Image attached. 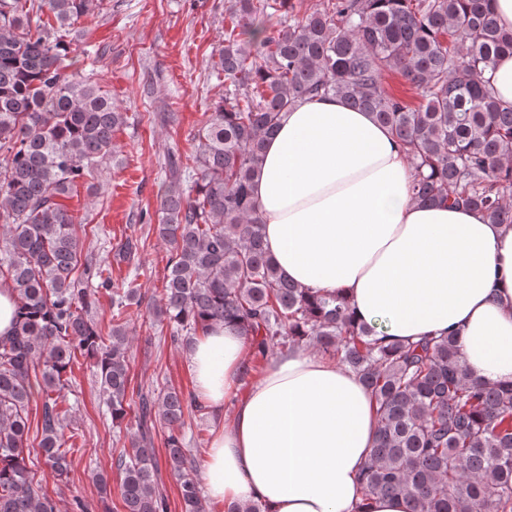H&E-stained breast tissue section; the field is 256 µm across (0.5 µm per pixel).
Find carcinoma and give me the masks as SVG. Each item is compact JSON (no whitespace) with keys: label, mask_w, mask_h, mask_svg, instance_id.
<instances>
[{"label":"carcinoma","mask_w":512,"mask_h":512,"mask_svg":"<svg viewBox=\"0 0 512 512\" xmlns=\"http://www.w3.org/2000/svg\"><path fill=\"white\" fill-rule=\"evenodd\" d=\"M493 2L317 0L299 17L291 0H278L288 18L274 25L269 0H230L215 62L224 98L201 115L193 165L168 158L153 230L169 257L162 293L146 302L135 281L117 285L81 261L83 242L62 203L79 182L94 188L126 123L94 73L80 69L77 24L89 0H0V278L16 293L14 329L0 337V512H58L31 465L69 472L59 392L79 355L95 361L112 427L136 425L113 461L124 512H168L153 445L159 426L168 429L166 464L182 512H204L182 428L207 406L174 387L131 390L133 332L122 316L142 302L181 346L214 324L236 325L249 346L245 384L275 350L300 345L357 373L378 422L367 493L405 494L413 512H512V382L473 380L452 333L385 342L353 322L339 295L282 277L251 193L282 113L304 97H339L391 130L417 170L415 202L464 205L512 226V104L482 79L512 53ZM389 72L423 103L390 93ZM143 248L129 236L113 262L136 269ZM102 290L112 306L108 339L91 317ZM35 393L43 399L36 429Z\"/></svg>","instance_id":"1"}]
</instances>
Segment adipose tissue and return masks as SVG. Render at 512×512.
Listing matches in <instances>:
<instances>
[{
	"label": "adipose tissue",
	"mask_w": 512,
	"mask_h": 512,
	"mask_svg": "<svg viewBox=\"0 0 512 512\" xmlns=\"http://www.w3.org/2000/svg\"><path fill=\"white\" fill-rule=\"evenodd\" d=\"M385 126L337 97L283 113L253 183L265 247L286 279L346 297L387 340L452 332L473 379L512 382V228L481 213L421 206ZM248 348L230 326L192 347L198 392L232 416L206 452V491L267 512H412L405 495L365 494L377 435L360 377L301 347L269 359L247 392Z\"/></svg>",
	"instance_id": "adipose-tissue-1"
}]
</instances>
